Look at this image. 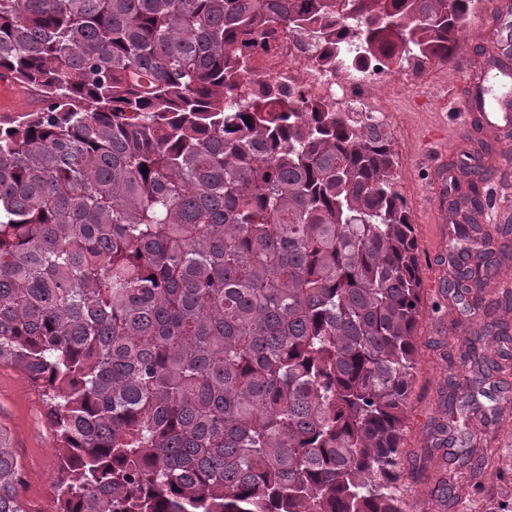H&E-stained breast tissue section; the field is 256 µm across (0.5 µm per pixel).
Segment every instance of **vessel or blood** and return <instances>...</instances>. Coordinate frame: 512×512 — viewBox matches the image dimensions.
I'll return each instance as SVG.
<instances>
[{"label":"vessel or blood","mask_w":512,"mask_h":512,"mask_svg":"<svg viewBox=\"0 0 512 512\" xmlns=\"http://www.w3.org/2000/svg\"><path fill=\"white\" fill-rule=\"evenodd\" d=\"M453 64L462 72L458 90L463 112L461 121L452 123L456 136H463L474 113H483V128L493 133L512 126V97L494 95V87L512 86V70L495 69L472 58L453 57ZM27 108V92L7 70H0V115L10 116Z\"/></svg>","instance_id":"obj_1"}]
</instances>
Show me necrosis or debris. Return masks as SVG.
I'll use <instances>...</instances> for the list:
<instances>
[{"label": "necrosis or debris", "mask_w": 512, "mask_h": 512, "mask_svg": "<svg viewBox=\"0 0 512 512\" xmlns=\"http://www.w3.org/2000/svg\"><path fill=\"white\" fill-rule=\"evenodd\" d=\"M325 51L304 36L280 34L278 40L251 49L248 59V77L241 91L264 98L287 99L289 92L303 94L314 101L330 100L350 106L395 124L397 111L375 102L370 87L381 78L380 71L369 68L365 74L349 82H340L334 72L323 64Z\"/></svg>", "instance_id": "1"}]
</instances>
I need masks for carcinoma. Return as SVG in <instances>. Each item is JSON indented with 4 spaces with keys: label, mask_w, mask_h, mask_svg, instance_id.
Here are the masks:
<instances>
[{
    "label": "carcinoma",
    "mask_w": 512,
    "mask_h": 512,
    "mask_svg": "<svg viewBox=\"0 0 512 512\" xmlns=\"http://www.w3.org/2000/svg\"><path fill=\"white\" fill-rule=\"evenodd\" d=\"M473 0H0V69L42 106L0 122V366L43 397L53 512H404L422 282L389 133L332 105L245 99L244 31L358 76L460 50ZM148 171L141 172L142 167ZM448 288L500 270L464 163ZM460 363L512 371V325ZM448 378L437 425L468 434ZM491 450L413 468L468 492ZM0 428V512H28Z\"/></svg>",
    "instance_id": "obj_1"
}]
</instances>
